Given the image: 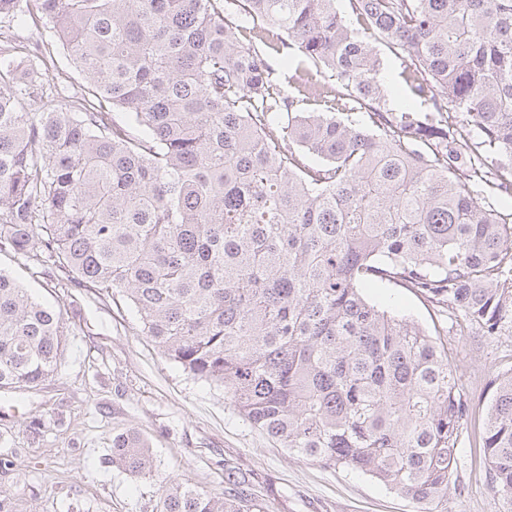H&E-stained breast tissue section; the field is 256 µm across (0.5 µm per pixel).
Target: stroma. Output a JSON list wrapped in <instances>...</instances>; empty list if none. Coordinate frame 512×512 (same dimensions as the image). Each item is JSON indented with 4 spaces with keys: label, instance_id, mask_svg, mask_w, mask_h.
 Segmentation results:
<instances>
[{
    "label": "stroma",
    "instance_id": "1",
    "mask_svg": "<svg viewBox=\"0 0 512 512\" xmlns=\"http://www.w3.org/2000/svg\"><path fill=\"white\" fill-rule=\"evenodd\" d=\"M8 29L22 44L43 45L66 71L70 95H80L82 76L43 23L28 19ZM372 47L382 61L380 79L391 107L405 108L410 99L399 77L400 54L377 41ZM0 270L60 309L69 330L52 378L26 391L0 393V455L13 462L0 470V496L9 499L12 512H153L160 478L173 475L221 496L228 468L251 475L250 494L268 512H419V504L375 478L288 453L252 428L222 390L191 380L161 357L124 299L101 300L93 290L61 286L44 268L8 252L0 253ZM364 295L395 315L437 327L470 406L453 488L434 512H504L480 442L490 382L512 369V335L488 340L469 328L436 323L428 303L392 283ZM132 427L150 442L154 479L132 477L105 462L113 435Z\"/></svg>",
    "mask_w": 512,
    "mask_h": 512
}]
</instances>
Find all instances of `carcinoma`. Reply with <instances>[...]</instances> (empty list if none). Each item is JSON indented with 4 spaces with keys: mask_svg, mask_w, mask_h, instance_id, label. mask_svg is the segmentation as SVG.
I'll return each instance as SVG.
<instances>
[{
    "mask_svg": "<svg viewBox=\"0 0 512 512\" xmlns=\"http://www.w3.org/2000/svg\"><path fill=\"white\" fill-rule=\"evenodd\" d=\"M349 2L0 0V20L52 23L87 85L63 105L65 74L0 40V252L124 298L161 356L290 452L438 504L470 407L433 335L362 290L512 334V220L477 202L512 201V0ZM269 37L315 66L297 97L254 46ZM370 37L402 51L411 106L389 108ZM66 336L0 271L1 392L54 376ZM482 444L512 512V372ZM110 462L155 475L134 428ZM247 482L227 471L223 498L170 476L155 512H262Z\"/></svg>",
    "mask_w": 512,
    "mask_h": 512,
    "instance_id": "obj_1",
    "label": "carcinoma"
}]
</instances>
